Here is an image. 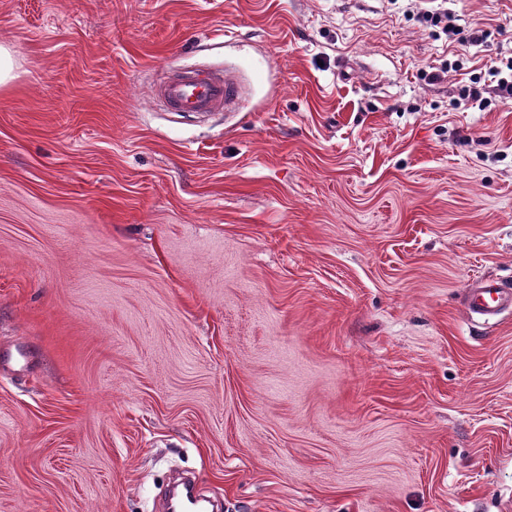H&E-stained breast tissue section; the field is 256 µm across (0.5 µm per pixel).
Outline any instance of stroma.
Segmentation results:
<instances>
[{
  "label": "stroma",
  "instance_id": "obj_1",
  "mask_svg": "<svg viewBox=\"0 0 512 512\" xmlns=\"http://www.w3.org/2000/svg\"><path fill=\"white\" fill-rule=\"evenodd\" d=\"M419 5L0 0V512H512V0ZM240 96L237 83L225 71L174 69L155 90V97L175 112H225ZM462 305L468 318L484 320L512 311V282L479 280L469 288Z\"/></svg>",
  "mask_w": 512,
  "mask_h": 512
}]
</instances>
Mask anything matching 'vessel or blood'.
Returning <instances> with one entry per match:
<instances>
[{
    "instance_id": "obj_1",
    "label": "vessel or blood",
    "mask_w": 512,
    "mask_h": 512,
    "mask_svg": "<svg viewBox=\"0 0 512 512\" xmlns=\"http://www.w3.org/2000/svg\"><path fill=\"white\" fill-rule=\"evenodd\" d=\"M240 88L224 71L175 69L158 84L155 96L176 112L208 114L226 111L239 97ZM467 317L489 319L512 311V282L482 279L467 292Z\"/></svg>"
}]
</instances>
